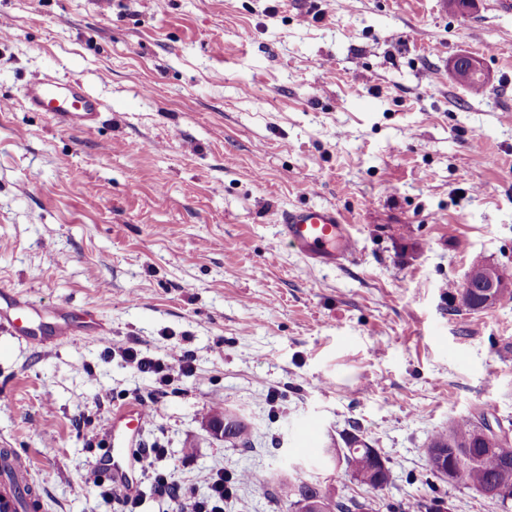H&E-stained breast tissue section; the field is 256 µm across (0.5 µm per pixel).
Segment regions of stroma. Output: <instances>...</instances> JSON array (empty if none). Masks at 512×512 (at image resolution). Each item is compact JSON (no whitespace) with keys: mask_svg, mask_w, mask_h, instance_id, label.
Segmentation results:
<instances>
[{"mask_svg":"<svg viewBox=\"0 0 512 512\" xmlns=\"http://www.w3.org/2000/svg\"><path fill=\"white\" fill-rule=\"evenodd\" d=\"M0 285L99 313L81 348L0 330V448L46 512H120L82 481L119 407L150 413L177 480L237 475L224 512H285L280 479L334 480L368 512H503L434 476L450 421L512 426V301L451 297L473 258L512 275V11L498 0H0ZM476 57L484 87L450 68ZM45 76L104 109L61 127L23 105ZM328 204L358 251L314 266L278 219ZM189 354L155 394L113 350ZM221 406L247 447L212 433ZM322 452L302 454L308 426ZM356 436L370 491L325 458ZM355 446L336 449L339 456L342 454L346 473L368 490H382L389 482L390 471L386 461L375 448H370L363 441L355 439L350 447Z\"/></svg>","mask_w":512,"mask_h":512,"instance_id":"obj_1","label":"stroma"}]
</instances>
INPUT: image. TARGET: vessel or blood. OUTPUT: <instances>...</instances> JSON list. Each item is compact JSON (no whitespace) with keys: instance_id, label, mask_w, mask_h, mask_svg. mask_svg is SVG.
<instances>
[{"instance_id":"1","label":"vessel or blood","mask_w":512,"mask_h":512,"mask_svg":"<svg viewBox=\"0 0 512 512\" xmlns=\"http://www.w3.org/2000/svg\"><path fill=\"white\" fill-rule=\"evenodd\" d=\"M25 105L37 112L52 113L59 123L71 129H88L96 121L102 104L77 81L47 79L36 81L26 89ZM280 238L298 248L316 265L333 266L354 255L357 241L348 224L335 207L318 205L294 208L280 219ZM0 324L27 339L52 343L68 342L102 330L103 322L91 310L78 311L62 305L44 312L9 288L0 289ZM148 413L139 405L116 411L107 428L106 446L99 467L104 476L122 493L139 491L136 450L140 445ZM0 466L10 469L15 481L0 482V505L15 512L18 500H25L29 512H42L44 497L36 485L20 489L19 478L27 467L15 454L0 457Z\"/></svg>"}]
</instances>
